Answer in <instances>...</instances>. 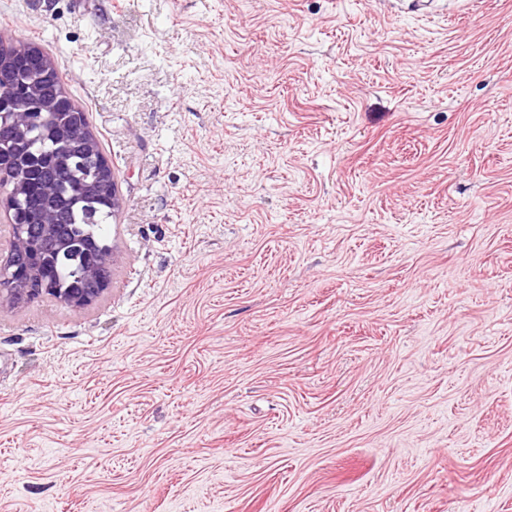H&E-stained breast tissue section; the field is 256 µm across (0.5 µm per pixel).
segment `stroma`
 Wrapping results in <instances>:
<instances>
[{"instance_id":"obj_1","label":"stroma","mask_w":512,"mask_h":512,"mask_svg":"<svg viewBox=\"0 0 512 512\" xmlns=\"http://www.w3.org/2000/svg\"><path fill=\"white\" fill-rule=\"evenodd\" d=\"M118 179L91 307L0 314V512H512V0H0Z\"/></svg>"}]
</instances>
